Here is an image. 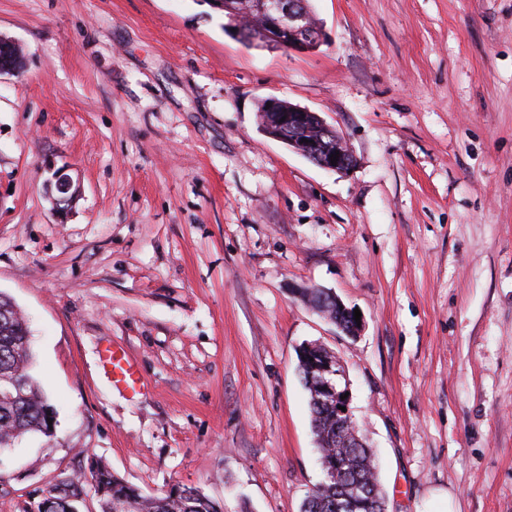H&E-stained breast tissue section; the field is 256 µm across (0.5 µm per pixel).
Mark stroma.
<instances>
[{
    "label": "stroma",
    "mask_w": 512,
    "mask_h": 512,
    "mask_svg": "<svg viewBox=\"0 0 512 512\" xmlns=\"http://www.w3.org/2000/svg\"><path fill=\"white\" fill-rule=\"evenodd\" d=\"M316 50L250 47L203 0H0V293L53 437L0 449V512L92 461L224 512L322 478L297 351L346 369L387 512H512V0H312ZM316 112L318 167L258 107ZM78 192L57 209L45 179ZM361 312L349 337L304 289ZM125 352L138 395L113 384ZM279 106L288 110V112L278 113H281L280 125L288 127L289 148L328 170L345 172L354 166L355 159L352 153L343 145L342 140H339L338 134L326 125L317 114L300 106L290 105L287 101L279 100ZM282 117H285V121H282ZM302 139H307L308 143L302 142ZM329 139L333 142L336 140V148H332L331 145L323 147ZM321 150L325 152V155H321ZM336 151H339L338 161L336 165H332L331 154H334L335 157ZM50 177L46 179V187L50 193H55L56 206L59 209H64L65 206L69 205L72 194H70L73 187V179L67 173L68 169L65 167L61 168H50ZM105 363L117 383H123L133 391L137 390L140 385L139 376L133 370L124 354L121 355L116 351L108 350L105 356Z\"/></svg>",
    "instance_id": "35a3bbf8"
}]
</instances>
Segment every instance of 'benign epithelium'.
Returning a JSON list of instances; mask_svg holds the SVG:
<instances>
[{
	"mask_svg": "<svg viewBox=\"0 0 512 512\" xmlns=\"http://www.w3.org/2000/svg\"><path fill=\"white\" fill-rule=\"evenodd\" d=\"M255 9L260 13L258 30L263 41L289 51L309 52L315 50L323 41L322 29H309V10L306 0H255ZM285 120L280 125L288 128V137L279 132L269 136L288 141V147L301 153L316 165L337 172H345L354 166L352 153L343 146L338 134L315 113L300 106L290 105L288 111L281 113ZM336 142V147H327V140ZM338 154L337 164L331 163V155ZM46 187L55 195L56 206L63 209L69 205L73 179L67 169L51 168ZM336 301V327L348 325L346 335L355 336L359 326L354 318V310L346 307L337 297L326 292ZM315 345L307 343L300 347V362L310 369V386L319 395V402L336 416V433L342 440L359 439L354 422L350 391L345 368L339 357L330 355L320 360L315 358Z\"/></svg>",
	"mask_w": 512,
	"mask_h": 512,
	"instance_id": "7a95c632",
	"label": "benign epithelium"
}]
</instances>
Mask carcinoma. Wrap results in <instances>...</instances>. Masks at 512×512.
I'll list each match as a JSON object with an SVG mask.
<instances>
[{
  "label": "carcinoma",
  "instance_id": "obj_1",
  "mask_svg": "<svg viewBox=\"0 0 512 512\" xmlns=\"http://www.w3.org/2000/svg\"><path fill=\"white\" fill-rule=\"evenodd\" d=\"M13 303L0 294V309H10L11 318L0 321V382L13 380L24 385V396L0 398V443L16 441L28 433L53 436L49 421L55 420L54 407L41 394L29 371L32 352L29 329L23 316L11 310ZM311 426L315 436H330L336 421L321 416L309 397ZM321 467L329 470L341 465L342 478L329 482L305 498L301 512H382L384 495L378 480L375 453L368 445L340 448L334 443H319ZM91 482L98 495L100 512H123L134 504L138 512H221V507L192 486L175 485L154 496H144L138 489L99 464L90 469ZM85 493L82 479L71 476L57 480L47 491L45 512H71L73 504Z\"/></svg>",
  "mask_w": 512,
  "mask_h": 512
}]
</instances>
